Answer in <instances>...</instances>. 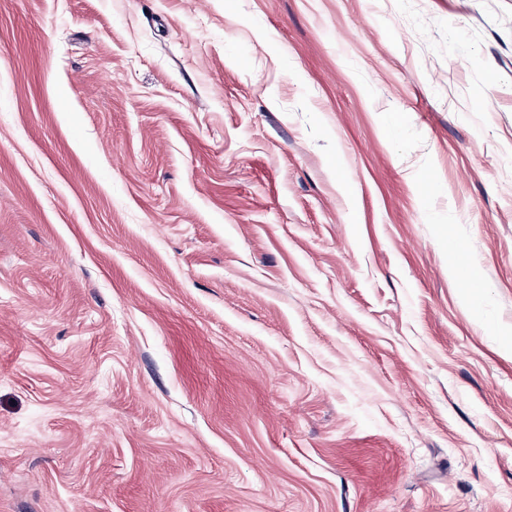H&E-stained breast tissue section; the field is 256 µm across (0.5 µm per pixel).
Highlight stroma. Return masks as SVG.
<instances>
[{"instance_id": "obj_1", "label": "stroma", "mask_w": 512, "mask_h": 512, "mask_svg": "<svg viewBox=\"0 0 512 512\" xmlns=\"http://www.w3.org/2000/svg\"><path fill=\"white\" fill-rule=\"evenodd\" d=\"M0 512H512V0H0Z\"/></svg>"}]
</instances>
